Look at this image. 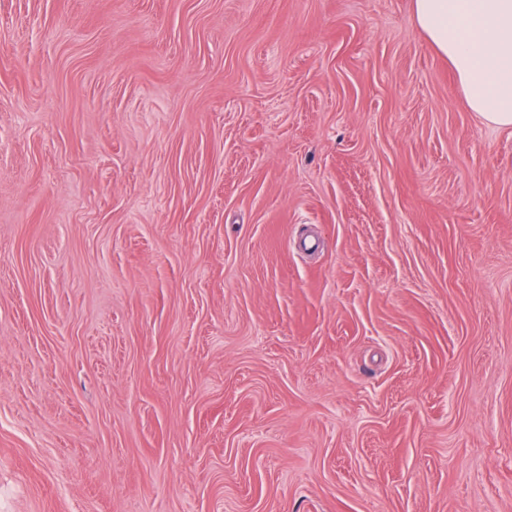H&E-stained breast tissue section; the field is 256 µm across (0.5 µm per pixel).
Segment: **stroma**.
<instances>
[{
  "instance_id": "35a3bbf8",
  "label": "stroma",
  "mask_w": 512,
  "mask_h": 512,
  "mask_svg": "<svg viewBox=\"0 0 512 512\" xmlns=\"http://www.w3.org/2000/svg\"><path fill=\"white\" fill-rule=\"evenodd\" d=\"M0 512H512V129L411 0H0Z\"/></svg>"
}]
</instances>
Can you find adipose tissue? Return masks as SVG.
Instances as JSON below:
<instances>
[{"mask_svg":"<svg viewBox=\"0 0 512 512\" xmlns=\"http://www.w3.org/2000/svg\"><path fill=\"white\" fill-rule=\"evenodd\" d=\"M419 30L454 70L468 108L512 128V0H412Z\"/></svg>","mask_w":512,"mask_h":512,"instance_id":"1","label":"adipose tissue"}]
</instances>
